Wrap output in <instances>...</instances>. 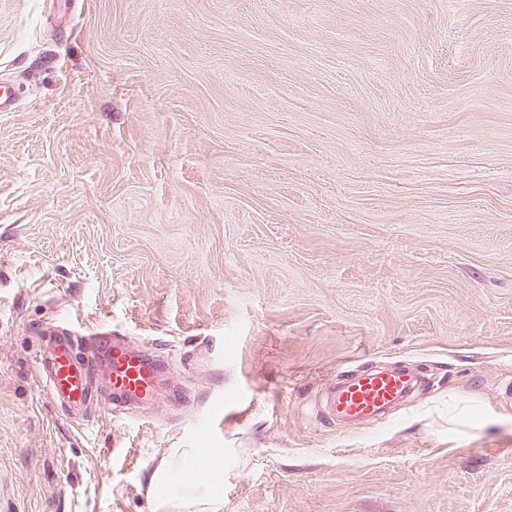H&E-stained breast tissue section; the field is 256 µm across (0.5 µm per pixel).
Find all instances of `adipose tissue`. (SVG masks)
Masks as SVG:
<instances>
[{"instance_id":"obj_1","label":"adipose tissue","mask_w":512,"mask_h":512,"mask_svg":"<svg viewBox=\"0 0 512 512\" xmlns=\"http://www.w3.org/2000/svg\"><path fill=\"white\" fill-rule=\"evenodd\" d=\"M223 471V457L202 448L189 449L186 466L178 481L164 487L159 494L160 506L172 508L173 512H217V498L198 492L197 486L222 475Z\"/></svg>"}]
</instances>
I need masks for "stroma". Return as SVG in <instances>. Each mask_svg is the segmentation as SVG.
<instances>
[{
	"label": "stroma",
	"mask_w": 512,
	"mask_h": 512,
	"mask_svg": "<svg viewBox=\"0 0 512 512\" xmlns=\"http://www.w3.org/2000/svg\"><path fill=\"white\" fill-rule=\"evenodd\" d=\"M0 512H512V0H0ZM169 389L46 392L36 328ZM423 375L346 424L345 368ZM98 335L109 336L106 343L111 360L112 398H120L122 403L128 400L135 403H152L156 390L152 375L155 372L153 358L149 355H131L126 346L112 336L109 331H99ZM137 360L134 361L133 359ZM185 469L174 485H168L157 497L159 507L177 512H217L218 500L211 494L199 493L196 486L203 480L223 476L224 456L214 455L205 448H188Z\"/></svg>",
	"instance_id": "1"
}]
</instances>
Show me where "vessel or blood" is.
Segmentation results:
<instances>
[{"instance_id":"vessel-or-blood-1","label":"vessel or blood","mask_w":512,"mask_h":512,"mask_svg":"<svg viewBox=\"0 0 512 512\" xmlns=\"http://www.w3.org/2000/svg\"><path fill=\"white\" fill-rule=\"evenodd\" d=\"M113 397L121 401L150 403L156 398L152 375L154 360L149 355H131L116 337H108ZM50 395L64 397L72 404L83 403L88 395L93 367L75 363L72 342L59 340L53 350ZM413 376L402 370H370L341 380L331 390L332 414L358 420H375L413 388Z\"/></svg>"}]
</instances>
